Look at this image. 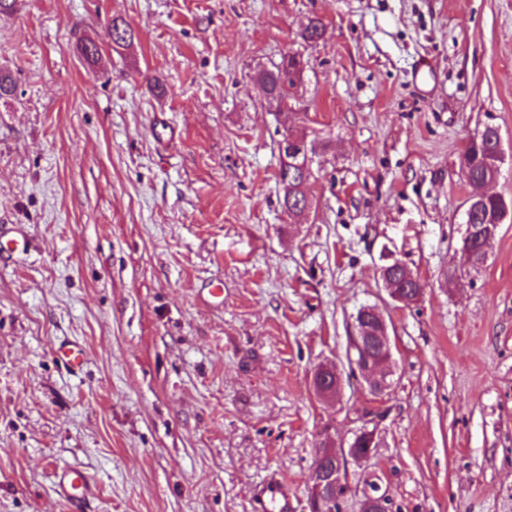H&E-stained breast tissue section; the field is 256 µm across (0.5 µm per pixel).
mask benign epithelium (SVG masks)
I'll use <instances>...</instances> for the list:
<instances>
[{
	"label": "benign epithelium",
	"instance_id": "benign-epithelium-1",
	"mask_svg": "<svg viewBox=\"0 0 512 512\" xmlns=\"http://www.w3.org/2000/svg\"><path fill=\"white\" fill-rule=\"evenodd\" d=\"M381 277L383 287L393 301L411 305L421 298L423 289L402 292L390 287L386 274H381ZM355 328L356 333L351 337V347L355 351L352 363L367 383L369 391L380 396L388 387L389 372L385 371V366L392 357L387 323L375 307L365 306L355 317ZM311 384L317 397L334 400L342 386L341 373L335 367L321 366L314 372ZM376 417L375 409L365 410L359 417L360 426L354 430L353 441L345 449H336L330 436L324 435L308 475L307 500L313 512H344L343 503L347 494L345 466L349 458L357 465L371 469V480L362 490L360 512H393L392 499L376 481L378 474L374 470L378 437ZM357 440L366 442L367 447H355Z\"/></svg>",
	"mask_w": 512,
	"mask_h": 512
}]
</instances>
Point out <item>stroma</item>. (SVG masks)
I'll list each match as a JSON object with an SVG mask.
<instances>
[{"label":"stroma","mask_w":512,"mask_h":512,"mask_svg":"<svg viewBox=\"0 0 512 512\" xmlns=\"http://www.w3.org/2000/svg\"><path fill=\"white\" fill-rule=\"evenodd\" d=\"M116 16L136 35L118 51ZM289 50L303 80L277 115L250 77ZM1 67L0 228L26 247L0 239V512H68L65 465L98 487L86 512H257L273 476L309 512L322 434L350 440L375 401L347 362L367 305L392 341L394 512H512V217L483 264L459 254L460 157L485 127L489 190L512 200V0H18ZM284 123L317 170L295 219ZM391 258L417 303L384 290ZM324 363L333 403L311 387ZM288 133V135L283 139L282 137ZM292 134L300 137L298 134L294 133L291 128H284V131L281 132V138L278 140V150L279 156L282 157L285 161L287 158L285 154L292 153L294 150L300 149V154L305 153L307 157V165L312 164V157L309 156L308 149L306 147V143L296 139L295 137H289ZM280 141H281V150H280ZM280 159L279 170L277 174V182L279 186H281L282 196H279V203L284 212L288 213L289 217H298L305 213V203L303 202L301 206H299V200L297 198V194H294V188H296L304 179L310 181L311 178L314 177V173L312 171H308V174H304L301 167L294 165L292 163H287ZM327 372H330L332 376ZM311 384L317 397L324 400H335L342 386L341 373L337 367H331V365L321 366L314 372Z\"/></svg>","instance_id":"1"}]
</instances>
